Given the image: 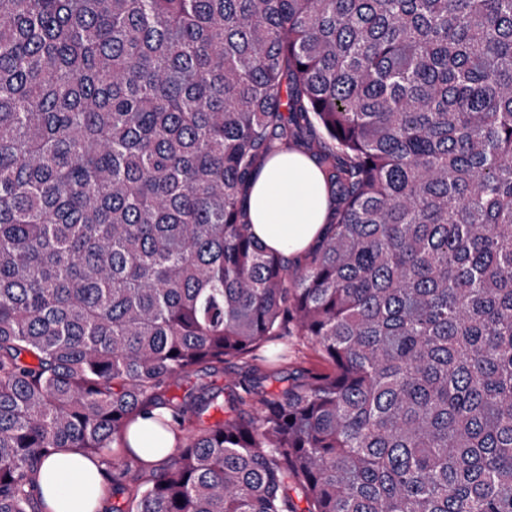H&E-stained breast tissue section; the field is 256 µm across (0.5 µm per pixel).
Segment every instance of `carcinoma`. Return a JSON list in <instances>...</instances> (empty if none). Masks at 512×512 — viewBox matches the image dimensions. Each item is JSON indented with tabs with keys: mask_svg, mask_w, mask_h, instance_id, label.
<instances>
[{
	"mask_svg": "<svg viewBox=\"0 0 512 512\" xmlns=\"http://www.w3.org/2000/svg\"><path fill=\"white\" fill-rule=\"evenodd\" d=\"M280 149L332 205L292 261ZM272 336L324 366L165 399ZM115 447L111 512H512V0H0V512ZM248 205L254 235L288 258L311 245L330 216L322 173L296 152L269 158L252 185Z\"/></svg>",
	"mask_w": 512,
	"mask_h": 512,
	"instance_id": "1",
	"label": "carcinoma"
}]
</instances>
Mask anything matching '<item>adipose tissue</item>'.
<instances>
[{"label": "adipose tissue", "instance_id": "1", "mask_svg": "<svg viewBox=\"0 0 512 512\" xmlns=\"http://www.w3.org/2000/svg\"><path fill=\"white\" fill-rule=\"evenodd\" d=\"M248 205L254 235L289 258L320 236L330 216L322 173L295 152L269 158L252 185ZM36 483L40 512H96L108 491L100 461L71 450L43 459Z\"/></svg>", "mask_w": 512, "mask_h": 512}]
</instances>
